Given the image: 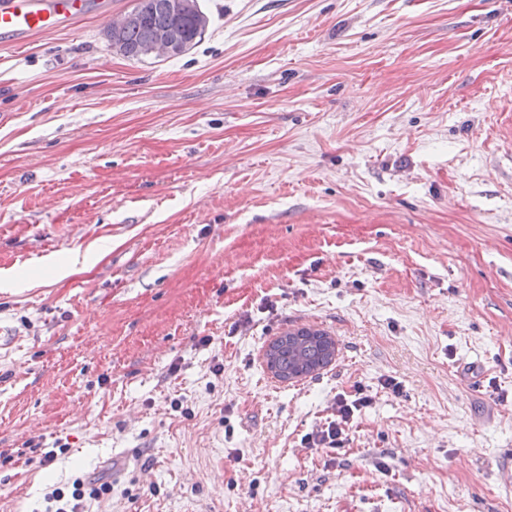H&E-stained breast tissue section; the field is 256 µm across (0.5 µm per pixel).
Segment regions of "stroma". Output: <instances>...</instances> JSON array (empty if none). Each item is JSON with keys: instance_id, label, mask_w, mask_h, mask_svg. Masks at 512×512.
I'll use <instances>...</instances> for the list:
<instances>
[{"instance_id": "stroma-1", "label": "stroma", "mask_w": 512, "mask_h": 512, "mask_svg": "<svg viewBox=\"0 0 512 512\" xmlns=\"http://www.w3.org/2000/svg\"><path fill=\"white\" fill-rule=\"evenodd\" d=\"M136 3L0 36V512H512V0H199L141 61ZM169 1L139 0L135 9L112 20L105 31L112 48L126 58L141 60L150 57L147 52L156 33L165 28L177 32L181 46L189 44L187 49L172 56L181 55L200 42L210 24L208 15L201 8L197 9L194 0H183L188 7L182 15H173L167 8ZM181 46L174 33L165 29L157 33L150 53L167 57ZM322 330L300 328L278 336L267 351V366L270 372L282 379L292 380L312 375L326 368L336 353L334 340ZM363 393L358 391L355 393V399L348 401L341 399L338 402L337 419L329 421L327 426L314 435H309L306 438V443L309 446H322L326 448L339 449L343 448L347 440L346 426L349 423L351 417L354 415L355 410H361L362 408L370 404L371 399L368 396H360ZM112 493V485L107 482L86 481L76 478L72 482V492L70 497L59 489L54 490L48 497L47 503L52 504L46 512H83L84 502L89 500H99L100 498ZM55 508V510H53Z\"/></svg>"}]
</instances>
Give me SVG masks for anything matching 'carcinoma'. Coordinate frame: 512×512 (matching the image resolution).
<instances>
[{
	"instance_id": "carcinoma-1",
	"label": "carcinoma",
	"mask_w": 512,
	"mask_h": 512,
	"mask_svg": "<svg viewBox=\"0 0 512 512\" xmlns=\"http://www.w3.org/2000/svg\"><path fill=\"white\" fill-rule=\"evenodd\" d=\"M169 0H139L138 6L112 21L105 35L113 48L126 58L148 57L156 33L165 28L174 29L181 44L195 46L204 37L210 19L198 9L195 0L180 16L170 13ZM326 332L312 328L287 331L277 337L267 351L270 372L282 379L292 380L312 375L327 367L336 353V343L323 339Z\"/></svg>"
}]
</instances>
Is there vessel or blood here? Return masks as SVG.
<instances>
[{
  "instance_id": "b4317fda",
  "label": "vessel or blood",
  "mask_w": 512,
  "mask_h": 512,
  "mask_svg": "<svg viewBox=\"0 0 512 512\" xmlns=\"http://www.w3.org/2000/svg\"><path fill=\"white\" fill-rule=\"evenodd\" d=\"M87 7L88 0H0V32L21 42L35 32L69 27Z\"/></svg>"
}]
</instances>
